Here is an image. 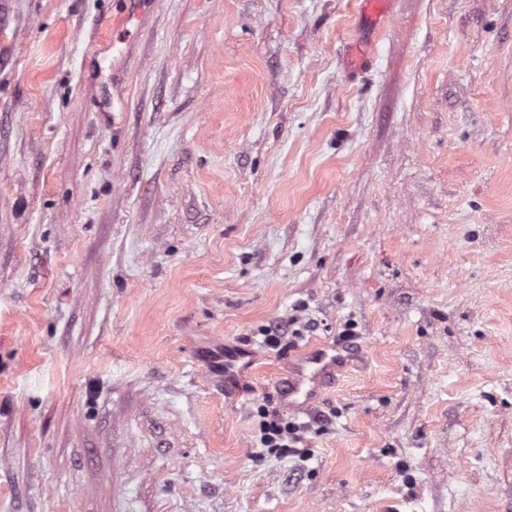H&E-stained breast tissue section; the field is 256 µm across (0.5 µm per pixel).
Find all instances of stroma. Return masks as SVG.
Instances as JSON below:
<instances>
[{
    "instance_id": "35a3bbf8",
    "label": "stroma",
    "mask_w": 512,
    "mask_h": 512,
    "mask_svg": "<svg viewBox=\"0 0 512 512\" xmlns=\"http://www.w3.org/2000/svg\"><path fill=\"white\" fill-rule=\"evenodd\" d=\"M0 512H512V0H0ZM359 350L349 340L332 344H308L289 362L281 399L297 413L309 410L327 383L346 366L357 361ZM244 357H248L247 352L230 353L224 349V397L237 399L242 395L241 367L238 365V361ZM299 426L293 422L263 420L260 424V443L271 453L295 452L293 446L297 442Z\"/></svg>"
}]
</instances>
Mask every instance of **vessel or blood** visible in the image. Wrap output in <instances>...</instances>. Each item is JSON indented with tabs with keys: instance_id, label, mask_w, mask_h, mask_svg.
<instances>
[{
	"instance_id": "1",
	"label": "vessel or blood",
	"mask_w": 512,
	"mask_h": 512,
	"mask_svg": "<svg viewBox=\"0 0 512 512\" xmlns=\"http://www.w3.org/2000/svg\"><path fill=\"white\" fill-rule=\"evenodd\" d=\"M359 350L351 341L332 344H310L290 361L288 376L282 384L281 399L290 410L303 413L337 372L357 361ZM240 353L224 355V394L236 399L242 394L239 366Z\"/></svg>"
}]
</instances>
